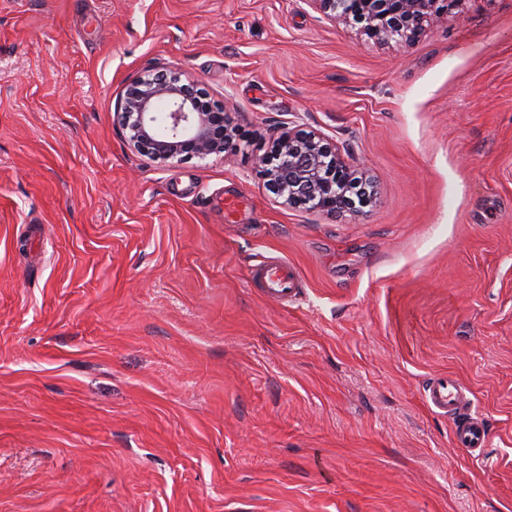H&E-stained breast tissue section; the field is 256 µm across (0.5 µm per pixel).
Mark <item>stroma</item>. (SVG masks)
<instances>
[{
    "instance_id": "stroma-1",
    "label": "stroma",
    "mask_w": 512,
    "mask_h": 512,
    "mask_svg": "<svg viewBox=\"0 0 512 512\" xmlns=\"http://www.w3.org/2000/svg\"><path fill=\"white\" fill-rule=\"evenodd\" d=\"M159 63L233 105L226 152L127 148ZM284 126L371 203L270 193ZM272 257L292 301L250 281ZM0 512H512V0L387 44L308 0H0ZM424 397L434 412L453 418L455 446L472 458L482 456L489 443V426L481 415L471 412L458 381L448 375L433 377L426 385Z\"/></svg>"
}]
</instances>
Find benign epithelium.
<instances>
[{"mask_svg": "<svg viewBox=\"0 0 512 512\" xmlns=\"http://www.w3.org/2000/svg\"><path fill=\"white\" fill-rule=\"evenodd\" d=\"M327 17L363 25L381 42H408L426 24L453 16L458 0H307ZM116 121L130 148L167 163L204 159L226 151L238 136L233 113L213 101L198 81L158 67L124 91ZM257 167L268 191L284 203L339 217L368 204L367 180L347 164L339 148L315 131L284 127Z\"/></svg>", "mask_w": 512, "mask_h": 512, "instance_id": "obj_1", "label": "benign epithelium"}]
</instances>
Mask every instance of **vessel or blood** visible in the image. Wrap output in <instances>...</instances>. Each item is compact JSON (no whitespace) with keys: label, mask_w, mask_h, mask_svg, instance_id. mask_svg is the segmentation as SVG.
Listing matches in <instances>:
<instances>
[{"label":"vessel or blood","mask_w":512,"mask_h":512,"mask_svg":"<svg viewBox=\"0 0 512 512\" xmlns=\"http://www.w3.org/2000/svg\"><path fill=\"white\" fill-rule=\"evenodd\" d=\"M254 278L266 296L285 301L296 293V270L288 260H266L253 269ZM427 405L436 413L454 420V443L471 457L482 456L489 443L490 431L486 420L471 412L463 389L448 375L431 378L425 390Z\"/></svg>","instance_id":"1"}]
</instances>
